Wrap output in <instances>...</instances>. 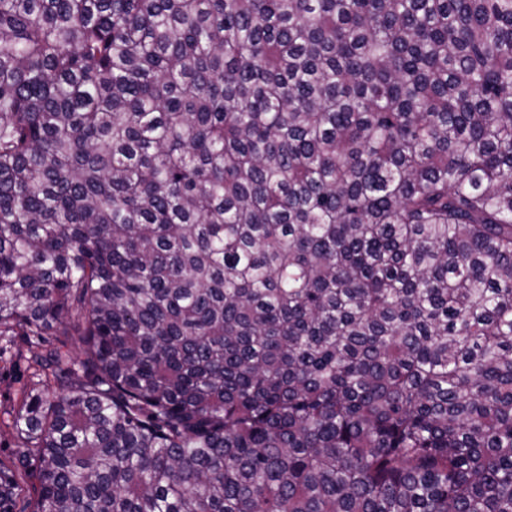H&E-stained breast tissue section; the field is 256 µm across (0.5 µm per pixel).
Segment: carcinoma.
Instances as JSON below:
<instances>
[{"mask_svg": "<svg viewBox=\"0 0 512 512\" xmlns=\"http://www.w3.org/2000/svg\"><path fill=\"white\" fill-rule=\"evenodd\" d=\"M14 336L0 512H512V0H0ZM0 462L11 465L15 459L18 448H14V439L8 427V415L12 401L19 396L27 382L28 374L23 361L18 359L19 351L27 353L29 344L22 336H15L13 343H0Z\"/></svg>", "mask_w": 512, "mask_h": 512, "instance_id": "cac0c4a2", "label": "carcinoma"}]
</instances>
